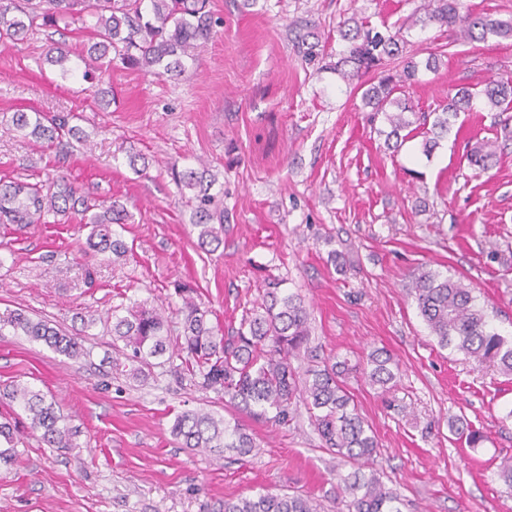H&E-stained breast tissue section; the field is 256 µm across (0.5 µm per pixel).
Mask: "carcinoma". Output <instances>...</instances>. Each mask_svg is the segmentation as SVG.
<instances>
[{"label":"carcinoma","mask_w":512,"mask_h":512,"mask_svg":"<svg viewBox=\"0 0 512 512\" xmlns=\"http://www.w3.org/2000/svg\"><path fill=\"white\" fill-rule=\"evenodd\" d=\"M436 6L415 20L422 28L436 25L457 29L472 41L490 36L512 37V22L490 14H474L462 10L461 0H433ZM209 0H24L18 14H10V6L0 4V41H14L46 27L69 26L86 17L94 19L93 41L87 45L88 56L105 62V69L119 62L123 67L177 76L185 71L186 61L213 37V18ZM342 49L336 62L328 65L345 82L361 80L371 74L375 81L363 93L365 105L381 112L390 126L387 137L396 138L393 148L402 145L400 132L414 124L408 101L394 96L405 85L418 81L420 67L430 70L438 65L433 52L421 64L411 58L400 59L405 37L401 30L378 31L353 17L339 25ZM485 101L498 112H512V76L492 81L480 90L459 89L448 98V105L438 114L429 129L432 137L424 143L430 154L438 141L451 131L461 112L476 109L477 100ZM72 117L43 112L30 114L21 109L12 113L10 121L20 132L38 141L62 143L83 140L80 129L71 124ZM495 157L492 150L482 148L468 155L471 165L489 168ZM180 189L192 192L199 246L221 243L224 214L214 209L210 193L213 180L206 172L194 169L173 173ZM82 216L90 228L87 247L98 253H111L121 258L127 246L113 225L125 224L130 218L124 207L113 201L96 203L62 180L41 183H0V224L25 228L46 224L50 215ZM194 289L177 288L182 300L176 309L180 318L181 343L185 369L199 378L204 388L221 389L234 408L257 419L285 423L296 398L297 385L292 359L304 348L310 336L309 312L298 293H285L281 283L269 284L261 302L242 318L233 336L218 334L209 323V310L198 304ZM410 293L439 347L491 363L500 373L512 376V336L507 337L493 327L487 309L476 303L472 289L452 276L431 269L412 278ZM4 324L14 333L34 342H42L55 352L77 357L83 349L78 339L56 329L44 320L34 319L22 311L9 314ZM168 318L164 313L133 306L127 314L112 315V336L131 349V360L139 363L135 377H146L144 367L150 359L167 351ZM395 361L382 349L371 351L363 371L370 385L382 389L394 382ZM349 372L347 360L312 364L305 370L302 398L312 424L324 448L359 466L368 465L377 453L378 441L367 420L359 412L348 392L343 376ZM0 397L17 406L29 420L28 434L48 448L76 447L75 432L64 424L56 403L40 389L13 383L0 390ZM19 429L12 421H0V440L8 448L0 450V466L15 461V441ZM170 433L181 447L205 450L223 456L224 450L239 455L253 453V437L241 424L226 422L211 411L187 410L178 413ZM344 492L350 498L348 512H402L403 500L382 484L373 473L366 476L354 471L340 477ZM217 512H321L320 505L302 495L260 494L256 497L226 499Z\"/></svg>","instance_id":"1"}]
</instances>
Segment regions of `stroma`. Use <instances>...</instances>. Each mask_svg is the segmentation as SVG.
Listing matches in <instances>:
<instances>
[{"label": "stroma", "mask_w": 512, "mask_h": 512, "mask_svg": "<svg viewBox=\"0 0 512 512\" xmlns=\"http://www.w3.org/2000/svg\"><path fill=\"white\" fill-rule=\"evenodd\" d=\"M428 3L210 0L221 23L179 77L117 65L86 83L83 72L97 65L78 22L0 43V180L62 176L130 214L120 260L88 250L89 230L74 218L23 232L0 225V319L25 310L84 349L71 359L0 328V387L18 380L52 394L77 432L63 451L22 436L14 464L0 470V512H215L224 499L267 492L347 512L339 476L351 466L323 448L301 401L288 423L255 420L226 405L223 391L202 388L180 357L133 377L112 338L113 311L177 308L178 282L194 288L211 325L235 330L271 280L304 299L309 355L348 359L346 387L379 444L373 469L404 512H512V490L497 475L512 457V376L440 348L407 290L424 267L453 275L512 335V112L461 113L429 156L419 129L392 151L363 86L326 69L339 22L356 17L403 27L415 60L443 48L437 70L403 89L416 112L434 114L457 88L512 75V39L466 42L415 26ZM303 40L316 44L314 62L303 60ZM57 41L69 72L48 59ZM19 109L71 113L88 142L63 151L23 135L5 120ZM481 144L496 150L484 171L466 158ZM132 153L147 158L143 172L129 167ZM202 164L224 213L215 250L199 247L190 193L171 175ZM377 348L399 365L387 390L361 369ZM196 409L239 421L256 450L218 459L181 448L170 426ZM454 420L485 441L470 447L451 432Z\"/></svg>", "instance_id": "1"}]
</instances>
